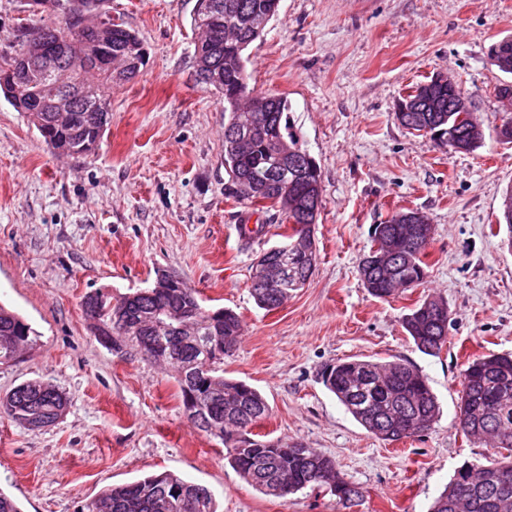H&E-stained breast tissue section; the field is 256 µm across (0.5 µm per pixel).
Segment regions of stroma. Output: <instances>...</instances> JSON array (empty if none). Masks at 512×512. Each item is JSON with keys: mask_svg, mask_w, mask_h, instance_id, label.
Listing matches in <instances>:
<instances>
[{"mask_svg": "<svg viewBox=\"0 0 512 512\" xmlns=\"http://www.w3.org/2000/svg\"><path fill=\"white\" fill-rule=\"evenodd\" d=\"M197 0H102L100 12L133 29L148 61L112 88L108 128L93 152H54L0 95V304L36 331L0 363V399L28 380L62 390L58 422L31 432L0 418V489L23 512H81L104 489L165 471L207 486L220 512H429L483 444L456 430L462 371L473 357L512 352V252L499 225L512 184V76L490 46L512 37V0H281L248 48L251 82L287 97L292 130L322 174L317 268L279 309L250 291L260 252L287 227L268 221L255 240L238 231L243 206L224 196V101L199 83ZM37 16L27 0H0V56ZM443 74L465 92L484 128L481 147L451 153L395 116L405 90ZM412 209L433 226L428 276L384 301L357 266L373 225ZM172 273L209 309L240 316L227 377L256 388L271 415L260 434L333 458L365 497L344 510L323 489L288 498L247 485L224 447L186 418L173 368L131 347L103 346L82 303L120 299ZM448 302L439 355L417 350L400 317L421 299ZM403 359L428 379L441 412L422 436L386 444L361 427L323 385L326 364Z\"/></svg>", "mask_w": 512, "mask_h": 512, "instance_id": "1", "label": "stroma"}]
</instances>
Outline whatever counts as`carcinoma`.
<instances>
[{
    "mask_svg": "<svg viewBox=\"0 0 512 512\" xmlns=\"http://www.w3.org/2000/svg\"><path fill=\"white\" fill-rule=\"evenodd\" d=\"M67 4L68 0H53L51 11L60 17L58 24L30 27L37 34L72 40L50 64L58 70L69 63V53L82 50L81 43L95 40L92 33L83 40L73 33L79 22L66 13ZM279 8L280 0H199L194 15V28L206 26L212 33L195 44L198 81L224 99V195L253 214L278 212L291 224V235L308 239L310 245L309 252L295 257L288 267L286 288L268 285L263 268L252 265L251 294L267 311L283 306L314 274L318 260L314 229L323 192L320 167L283 123L288 101L249 83L245 51L264 32L261 23L277 17ZM106 19L112 22V31L104 52L112 55L114 75L90 68L69 77L80 80L84 98L57 122L49 120L50 113L36 111L37 73L24 81L1 77L4 69L29 53V31L22 34L13 55L0 59V93L27 114L48 145L67 155L85 156L94 150L109 123L112 83L135 79L146 64L139 35L109 15ZM489 55L502 73L512 75L511 38L494 43ZM210 69L223 75L220 83L202 77ZM448 97V80L440 74L415 84L400 99L409 111L402 113L399 123L450 152L459 146L467 152L476 150L484 129L476 120L454 125ZM401 215L398 211L387 223L373 227L372 249L358 265L362 286L381 300L421 285L426 277L424 258L432 225H423V233L416 236L415 225L400 223ZM83 309L98 337L117 335L119 315L140 323L139 334L124 338V345L177 369L182 401L193 398L198 403V417L192 423L224 443L228 464L256 490L285 499L308 487L325 488L346 509L363 499L362 488L347 480L331 457L315 450L303 454L298 442L253 432L269 416L270 408L256 389L224 377V357L233 354L241 335L234 311L205 308L185 282L163 292L143 289L119 305L100 293L88 295ZM172 309L192 312L189 334L154 331L153 323L167 319ZM449 325L448 302L435 296L425 298L401 318L414 346L431 356L448 343ZM31 334L32 328L17 313L0 306V363L29 345ZM321 379L361 426L389 444L428 430L440 413L427 379L401 359L339 360L323 367ZM66 406L67 397L59 389L28 381L11 391L8 402L0 401V415L31 431L33 422L51 423ZM458 409L457 429L464 436L507 450L509 456L504 461L488 456L475 468L463 464L435 499L431 512H512V482L499 481L500 475L512 473V354L489 353L467 363ZM85 512H217V505L206 486L169 472L114 486L88 503Z\"/></svg>",
    "mask_w": 512,
    "mask_h": 512,
    "instance_id": "cac0c4a2",
    "label": "carcinoma"
}]
</instances>
